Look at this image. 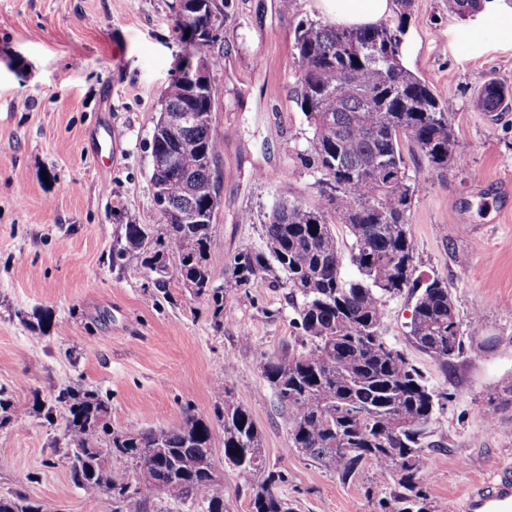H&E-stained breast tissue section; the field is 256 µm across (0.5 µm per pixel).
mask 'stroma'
<instances>
[{"label": "stroma", "instance_id": "1", "mask_svg": "<svg viewBox=\"0 0 512 512\" xmlns=\"http://www.w3.org/2000/svg\"><path fill=\"white\" fill-rule=\"evenodd\" d=\"M177 0H0V386L12 420L0 426V494L24 489L51 512H109L70 476L71 381L108 398L113 429L209 422L232 389L262 436L278 492L296 512H379L388 483L374 467L342 482L293 448L288 415L262 374L264 357L301 349L288 288L267 282L224 300L220 319L182 285L162 296L139 270L112 266L123 224L157 221L149 141L159 102L183 53ZM213 54V128L223 140L221 203L209 269L222 285L229 258L264 246L279 196L316 204L300 155L306 122L293 37L326 20L317 0H225ZM403 65L454 104L458 150L438 171L405 148L420 186L409 216L419 275L447 280L463 353L441 364L409 338L413 301H387L383 334L446 400L423 463L431 512H462L468 488L512 466V109L489 114L476 96L492 80L512 88V0H487L463 18L449 0H412ZM279 172L271 183L258 171ZM479 323H471L473 311ZM51 312V326L40 323ZM227 512H249V492L224 462Z\"/></svg>", "mask_w": 512, "mask_h": 512}]
</instances>
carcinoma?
<instances>
[{
    "label": "carcinoma",
    "mask_w": 512,
    "mask_h": 512,
    "mask_svg": "<svg viewBox=\"0 0 512 512\" xmlns=\"http://www.w3.org/2000/svg\"><path fill=\"white\" fill-rule=\"evenodd\" d=\"M398 22L349 28L331 22L302 23L294 33L301 76L297 104L310 137L304 166L319 174V202L283 197L263 225L265 247L235 253L224 285L214 286L208 267L212 225L185 224L184 209L220 204L214 166L222 142L205 124L190 128L156 124L153 154L178 149L175 167L151 173L159 224H124L112 249V265L152 274L154 288L169 296L173 283L196 285L193 293L217 318L224 297L259 282L284 284L302 330L303 351L268 356L264 377L278 407L288 414L297 451L324 465L343 482L367 464L391 479L385 512H427L424 439L439 405L436 392L405 354L388 344L383 319L388 300L415 298L410 336L416 346L446 364L462 352L464 336L448 283L414 277V246L407 224L419 185L408 174L402 142H410L434 169L448 166L457 139L449 121L453 105L427 81L405 68L401 56L361 55L359 48L400 40L411 0H396ZM224 23V0H179L177 29L201 32ZM512 89L484 85L477 105L503 112ZM215 88L201 95L174 79L161 111L211 112ZM351 240L350 262L358 277L341 275L343 254L333 225ZM169 262L156 267L158 253ZM55 403L68 412L71 477L89 495L108 497L111 512L146 508L161 492L198 503L201 512L224 510V481L216 474L213 425L187 410L172 426L111 429L109 400L81 385H66ZM224 462L250 490V512H294L277 485L281 471L267 469L261 434L247 409L224 389ZM131 463L134 478L115 477L110 458ZM0 512H48L25 490L0 496Z\"/></svg>",
    "instance_id": "1"
}]
</instances>
